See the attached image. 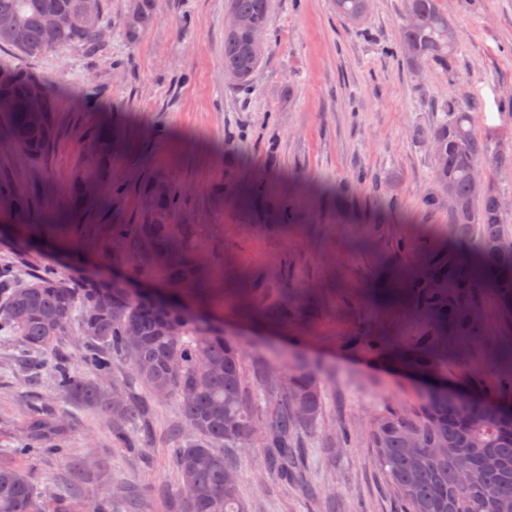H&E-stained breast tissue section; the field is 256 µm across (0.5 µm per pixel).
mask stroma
I'll list each match as a JSON object with an SVG mask.
<instances>
[{
    "label": "stroma",
    "instance_id": "obj_1",
    "mask_svg": "<svg viewBox=\"0 0 512 512\" xmlns=\"http://www.w3.org/2000/svg\"><path fill=\"white\" fill-rule=\"evenodd\" d=\"M460 48L454 78L425 68L416 75L397 48L404 0H371L367 23L347 25L333 0H271L268 51L250 93L224 77L226 0H161L156 24L136 46L112 31L104 54L50 53L30 63L59 86L58 135L40 162L0 151V176L25 187L45 175L58 223L93 235L105 224L140 221L139 189L166 178L182 195L181 221L193 224L207 259L226 273L263 281V299L283 290L313 296L287 325L255 324L233 306L214 321L238 345L248 377L257 370L311 373L323 395L318 429L304 437L305 466L291 483L259 469L262 442L226 449L239 474L245 512H400L370 448L372 419L419 406L426 384L373 346L388 338L414 346L439 335L418 316L396 283L426 275L434 257L459 249L448 207L425 211L436 191L435 159L422 132L448 97L475 113L477 131L512 119V0H441ZM115 134L109 207L72 213L68 189L94 127ZM0 197V268L32 252L35 271L72 272L70 239L29 248L10 231ZM469 328L448 329L450 357L437 373L488 396L505 366L495 348L512 339L485 289H471ZM86 340L71 319L61 350L104 394L89 404L60 394L40 354L25 355L17 337L0 334V458L13 459L37 487L47 512H86L111 499L121 512L135 492L140 512H175L182 502L173 431L182 424L174 400L156 402L144 448L112 435V390L147 391L126 363L101 376L82 365ZM48 407L64 421L63 454L16 455L29 418ZM84 467L77 493L60 501L57 486Z\"/></svg>",
    "mask_w": 512,
    "mask_h": 512
}]
</instances>
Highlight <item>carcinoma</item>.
Returning a JSON list of instances; mask_svg holds the SVG:
<instances>
[{"label":"carcinoma","mask_w":512,"mask_h":512,"mask_svg":"<svg viewBox=\"0 0 512 512\" xmlns=\"http://www.w3.org/2000/svg\"><path fill=\"white\" fill-rule=\"evenodd\" d=\"M86 0H0V47L14 50L21 63L0 62V149L20 151L37 159L46 156L57 136L56 96L46 80L22 64L50 52L79 49L96 54L105 49L111 27L109 0H94L90 17L80 24L60 18ZM270 0H228L224 24V72L233 85L250 90L263 63L266 43L256 36L270 24ZM160 0H128L121 27L124 41L139 43L153 27ZM336 12L359 27L369 15V0H335ZM398 49L407 66L427 65L446 74L455 70L459 49L454 23L440 0H405L398 29ZM436 160L438 191L422 197L427 211L448 201V223L462 238L476 236L472 254H450L437 266L448 269L447 279L407 283L419 308L446 326L471 322L466 293L491 289L507 313L512 312V262L500 246L511 245L505 225L512 222L503 196L493 181L478 193L477 170H512V136L499 130L482 134L474 128L471 109L454 97L442 116L423 132ZM112 126L96 127L85 143L82 162L69 190V205L81 211L91 195L85 187H105L112 181ZM141 223L110 224L94 240L102 255L125 259L138 275H147L169 292L161 307L148 297L81 273L84 248L71 252L73 277L52 274L0 276V333L16 336L28 349L46 354L58 391L91 403L100 389L72 370L57 343L66 335L73 312L87 339L83 361L102 374L112 373L117 358L127 360L154 401L175 398L184 425L194 434L175 449L184 492V512H242L235 466L217 448H243L252 443L255 421L265 422L264 469L281 481L293 480L301 465L300 435L317 428L323 395L305 372L283 378L274 387L252 388L242 351L208 325L232 296L250 319L288 321V297L269 307L258 298L254 278L214 287V272L201 251L190 248L194 226L175 223L181 197L166 179L147 182L140 191ZM42 186L12 191V211L24 221L27 240L41 243L63 228L61 224H27L42 204ZM390 357L402 364L433 366L448 357V348L433 336L416 346L394 345ZM119 413L112 432L127 437L146 412L143 402L124 398L113 405ZM65 430L57 416L30 419L26 437L16 449L21 456L59 455ZM375 461L402 512H512V430L502 429L486 406L476 405L461 415L452 400L424 403L410 415L381 413L370 428ZM469 458L476 481L465 499L455 497L456 460ZM0 512H45L25 474L0 463Z\"/></svg>","instance_id":"cac0c4a2"}]
</instances>
